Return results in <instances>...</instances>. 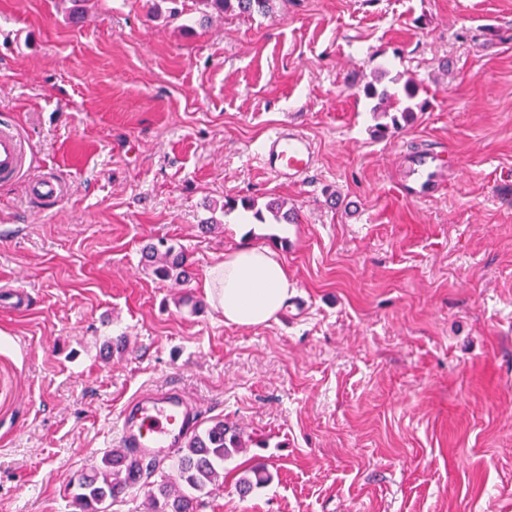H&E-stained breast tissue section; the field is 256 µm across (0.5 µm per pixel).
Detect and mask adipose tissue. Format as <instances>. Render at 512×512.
<instances>
[{
    "instance_id": "obj_1",
    "label": "adipose tissue",
    "mask_w": 512,
    "mask_h": 512,
    "mask_svg": "<svg viewBox=\"0 0 512 512\" xmlns=\"http://www.w3.org/2000/svg\"><path fill=\"white\" fill-rule=\"evenodd\" d=\"M203 286L210 305L225 324L258 327L277 320L295 292L283 260L266 247L225 252L208 267Z\"/></svg>"
}]
</instances>
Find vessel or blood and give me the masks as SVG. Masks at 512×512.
I'll return each mask as SVG.
<instances>
[{
    "instance_id": "b4317fda",
    "label": "vessel or blood",
    "mask_w": 512,
    "mask_h": 512,
    "mask_svg": "<svg viewBox=\"0 0 512 512\" xmlns=\"http://www.w3.org/2000/svg\"><path fill=\"white\" fill-rule=\"evenodd\" d=\"M256 160L271 176L284 180H304L313 173L318 158L313 141L295 126L278 127L264 141ZM456 156H444L433 147L408 157L404 162L401 185L408 198L434 199L441 191L448 165L457 164ZM25 167L23 140L17 128L0 123V181L20 176ZM65 184L55 175L30 182V196L45 201L59 200ZM201 408L181 388L166 386L138 393L127 401L118 417L121 447L136 455L160 460L182 448L194 431Z\"/></svg>"
}]
</instances>
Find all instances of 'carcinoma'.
<instances>
[{
	"instance_id": "cac0c4a2",
	"label": "carcinoma",
	"mask_w": 512,
	"mask_h": 512,
	"mask_svg": "<svg viewBox=\"0 0 512 512\" xmlns=\"http://www.w3.org/2000/svg\"><path fill=\"white\" fill-rule=\"evenodd\" d=\"M201 19L207 21L213 16L239 13L247 16L264 17L272 10L274 0H194ZM418 93L417 86L408 82L403 93L391 92L384 88L367 86L365 95L377 100L372 112L382 121L377 123L373 136L384 138L401 128V122L413 117L414 109L424 105H407L398 108L400 98L412 101ZM266 209L274 214L278 222L296 223V213L285 208L283 202L274 199ZM145 261L152 264L153 273L162 280L184 283L191 278L187 256L183 250L161 240L159 245L149 246L144 253ZM243 447L240 432L224 423L213 420L198 432L179 450L174 463V475L156 484L149 492V512H200L202 498L224 479V460ZM159 463H144L114 449L102 458V465L89 474L81 476L72 494V504L79 512H110L112 503L123 494L131 480L140 482L148 479ZM270 478L266 464L258 462L246 470L237 481L241 495H248L253 489L265 485Z\"/></svg>"
}]
</instances>
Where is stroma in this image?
<instances>
[{"label":"stroma","mask_w":512,"mask_h":512,"mask_svg":"<svg viewBox=\"0 0 512 512\" xmlns=\"http://www.w3.org/2000/svg\"><path fill=\"white\" fill-rule=\"evenodd\" d=\"M409 81L427 110L373 138L364 87ZM0 118L27 155L0 183V292L30 296L0 302V512H72L123 404L171 383L248 443L201 512H512V203L493 192L512 0H276L204 23L194 0H0ZM289 122L318 153L302 182L255 161ZM428 144L460 167L417 203L401 157ZM46 173L65 192L39 208ZM228 197L298 221L246 228ZM161 239L190 281L146 270ZM241 245L296 286L265 326L205 301ZM260 461L270 482L240 497ZM65 184L56 175L42 176L29 183L30 196L45 201L59 200L64 194Z\"/></svg>","instance_id":"35a3bbf8"}]
</instances>
